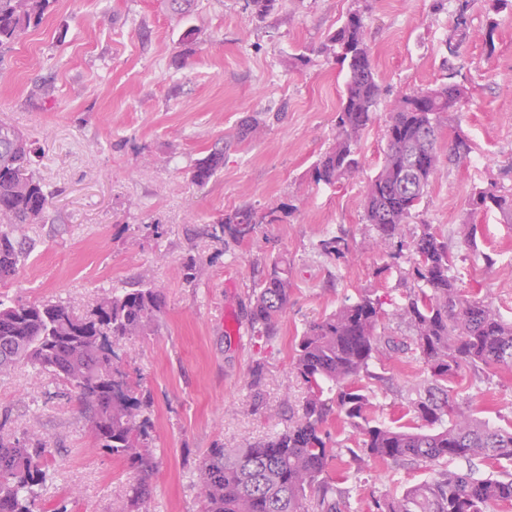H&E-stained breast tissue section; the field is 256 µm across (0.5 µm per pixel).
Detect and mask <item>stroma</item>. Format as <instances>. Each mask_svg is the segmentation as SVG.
<instances>
[{
	"label": "stroma",
	"instance_id": "1",
	"mask_svg": "<svg viewBox=\"0 0 512 512\" xmlns=\"http://www.w3.org/2000/svg\"><path fill=\"white\" fill-rule=\"evenodd\" d=\"M357 9L381 92L358 144L359 171L330 187L312 167L334 142L346 71L319 48ZM452 10V0H282L258 22L243 0H197L183 19L162 0H52L42 23L0 56V121L34 140L35 169L55 192L47 223L29 228L35 252L0 296L75 299L87 309L102 289L150 281L165 297L152 334L117 344L151 401L159 468L148 512H202L196 484L208 449L257 442L303 403L293 345L309 322L363 293L388 311L401 302L421 224L447 238L463 294L512 321V224L496 211L467 212L475 189L512 194V0H477L455 58L443 45ZM189 25L197 42L181 37ZM299 53L307 65H293ZM448 80L468 99L442 116L440 140L462 134L472 152L464 164H441L394 257L369 245L366 184L396 99ZM247 118L258 129L244 138ZM217 146L224 165L198 188L191 171ZM276 199L289 214L242 243L215 223L243 205L264 213ZM467 218L478 228L473 248L459 235ZM327 235L346 238V258L320 256ZM277 255L288 259L293 292L276 333L257 338L248 324L254 282ZM372 370L371 417L420 426L409 400L427 384L423 360L398 354ZM448 387L474 416L512 428V370L465 369ZM329 430L342 451L333 470L345 512H367L372 499L428 476L393 463L359 468L348 453L357 433L337 420ZM24 432L46 435L53 448L38 512H125L131 469L96 449L69 385L21 366L0 377V433Z\"/></svg>",
	"mask_w": 512,
	"mask_h": 512
}]
</instances>
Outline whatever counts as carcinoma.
I'll list each match as a JSON object with an SVG mask.
<instances>
[{
    "label": "carcinoma",
    "mask_w": 512,
    "mask_h": 512,
    "mask_svg": "<svg viewBox=\"0 0 512 512\" xmlns=\"http://www.w3.org/2000/svg\"><path fill=\"white\" fill-rule=\"evenodd\" d=\"M54 0H0V49L23 41L40 24ZM280 0H244V10L263 21ZM454 23L446 40L451 57L469 31L475 0H455ZM320 53L346 66L347 80L336 116L333 146L315 162L316 182L334 186L359 168L361 134L376 119L380 96L361 11L349 13L322 44ZM463 90L453 83L402 95L389 113L387 144L381 167L364 194L365 219L375 236L371 245L386 247L404 228L427 196L440 166L439 120L458 109ZM471 153L469 140L457 133L448 141V163L458 165ZM35 148L24 134L0 123V285L15 279L35 241L28 226L45 223L53 192L33 169ZM224 151L199 159L191 181L206 186L223 166ZM470 211L496 210L512 222V198L479 190ZM288 213L282 202L269 204L262 216L242 206L217 220L233 241L250 238L262 224H275ZM321 256L336 260L350 248L341 236L317 245ZM413 287L386 312L365 293L310 322L296 338L294 368L307 388L301 409L273 436L245 447L218 444L209 449L197 486L203 512H344L331 476L337 458L328 423L336 416L359 435L347 449L362 467L402 463L426 468L430 477L399 496L376 498L368 512H490L512 504V472L481 475L476 462L512 463V429L475 418L450 394L445 383L463 369L496 371L512 366V322L491 303L462 296L448 275V240L430 224L413 239ZM293 284L288 260L273 257L253 291L248 321L255 336H271L288 309ZM161 289H108L81 314L70 301L0 300V376L20 365L50 374L76 392L81 414L90 422L97 447L126 461L133 471L126 497L128 512H146L157 470L146 431L149 401L128 380L117 342L145 336L163 312ZM391 317L409 326L400 339L381 336L377 325ZM395 354L417 355L428 368L424 391L411 402L426 431L369 418V397L362 378H377L370 365ZM52 453L38 433L0 437V512H35L47 481L44 461ZM455 461L465 466L451 470Z\"/></svg>",
    "instance_id": "obj_1"
}]
</instances>
